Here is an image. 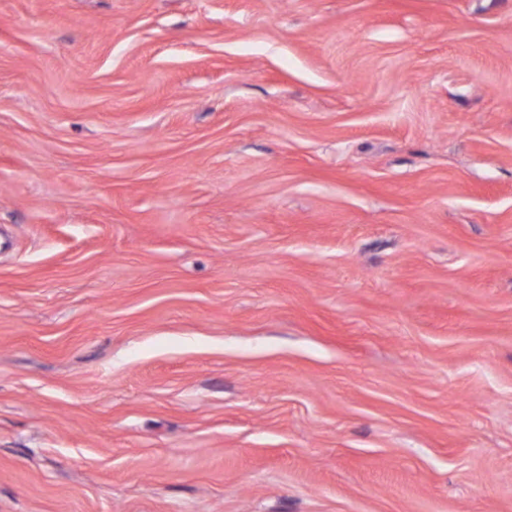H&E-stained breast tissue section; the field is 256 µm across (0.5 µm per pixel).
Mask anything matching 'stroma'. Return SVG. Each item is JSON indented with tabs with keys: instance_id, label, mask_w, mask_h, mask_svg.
<instances>
[{
	"instance_id": "obj_1",
	"label": "stroma",
	"mask_w": 512,
	"mask_h": 512,
	"mask_svg": "<svg viewBox=\"0 0 512 512\" xmlns=\"http://www.w3.org/2000/svg\"><path fill=\"white\" fill-rule=\"evenodd\" d=\"M0 512H512V0H0Z\"/></svg>"
}]
</instances>
